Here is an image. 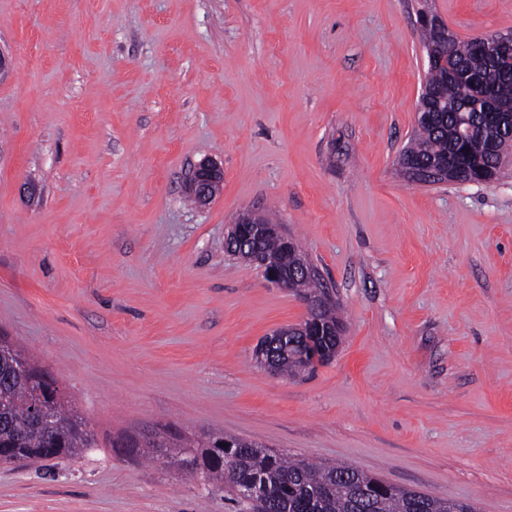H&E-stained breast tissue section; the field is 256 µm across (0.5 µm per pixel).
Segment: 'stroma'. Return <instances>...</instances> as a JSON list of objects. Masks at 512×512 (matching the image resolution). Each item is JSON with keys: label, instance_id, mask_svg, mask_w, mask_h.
Here are the masks:
<instances>
[{"label": "stroma", "instance_id": "1", "mask_svg": "<svg viewBox=\"0 0 512 512\" xmlns=\"http://www.w3.org/2000/svg\"><path fill=\"white\" fill-rule=\"evenodd\" d=\"M512 33V0H0V333L95 448L0 466V512H234L122 437L249 439L512 512V165L411 182L418 12ZM224 169L207 206L188 177ZM275 212L343 332L261 368L302 299L224 247Z\"/></svg>", "mask_w": 512, "mask_h": 512}]
</instances>
